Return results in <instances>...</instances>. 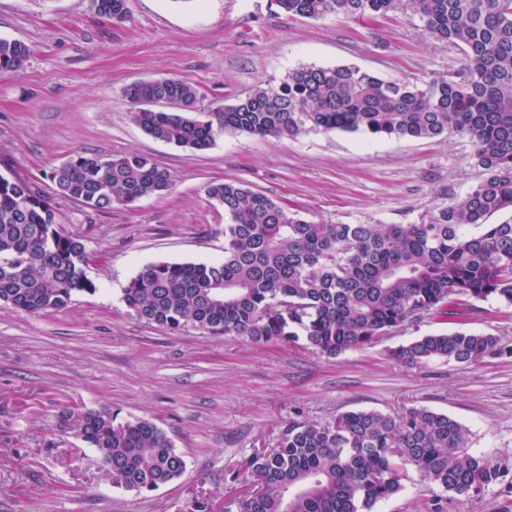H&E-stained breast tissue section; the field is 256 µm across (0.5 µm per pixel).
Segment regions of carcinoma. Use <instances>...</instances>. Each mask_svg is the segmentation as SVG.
Segmentation results:
<instances>
[{"label":"carcinoma","mask_w":512,"mask_h":512,"mask_svg":"<svg viewBox=\"0 0 512 512\" xmlns=\"http://www.w3.org/2000/svg\"><path fill=\"white\" fill-rule=\"evenodd\" d=\"M290 17L387 18L410 7L426 34L461 48L462 66L423 86L354 66H304L276 86L194 115L189 82L157 78L125 90L133 122L152 139L205 150L226 132L294 138L309 131L373 137L467 138L484 178L423 224H322L305 220L237 181L211 185L224 207V259L151 262L122 291L126 307L171 331L192 326L254 343H302L331 358L376 343L405 323L459 321L472 302L512 308V0H273ZM123 23L127 0H101ZM29 47L0 38V73L20 74ZM52 193L0 174V303L40 315L95 291L85 239L57 225L55 201L99 211L160 197L170 172L142 153H81L53 168ZM496 215L507 219L491 224ZM512 355L491 333L436 332L388 351L403 366L468 365ZM78 435L128 491L152 492L179 478L183 456L154 422H116L112 412L65 407ZM460 497L497 484L508 467L467 448L457 420L426 407L396 414L342 412L323 425L292 421L272 448L230 470L246 491L225 512H372L401 489L405 467Z\"/></svg>","instance_id":"carcinoma-1"}]
</instances>
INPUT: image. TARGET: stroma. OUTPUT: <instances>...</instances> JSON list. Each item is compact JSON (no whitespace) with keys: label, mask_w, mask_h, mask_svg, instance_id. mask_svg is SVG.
Returning a JSON list of instances; mask_svg holds the SVG:
<instances>
[{"label":"stroma","mask_w":512,"mask_h":512,"mask_svg":"<svg viewBox=\"0 0 512 512\" xmlns=\"http://www.w3.org/2000/svg\"><path fill=\"white\" fill-rule=\"evenodd\" d=\"M128 10L115 23L92 0H0V37L31 49L21 74H0V162L45 190L48 173L78 153H145L173 177L165 195L131 207L59 204V227L85 239L95 292L41 315L0 303V512H190L199 492L224 512L236 495L229 463L273 446L290 421L349 410L424 406L464 425L472 450L512 464V357L406 367L387 355L444 324L425 319L327 358L171 332L122 301L146 263L222 259L230 218L209 197L212 183L238 181L315 222L420 224L481 177L459 136L227 133L204 151L181 148L131 121L127 85L182 79L198 88V111L212 112L302 66L354 65L420 84L457 69L461 49L425 35L410 9L365 24L291 17L271 0H128ZM460 328L512 343V318L492 300L476 302ZM67 405L153 421L184 457L182 476L152 492L113 487L94 449L60 428ZM401 484L372 512H419L437 492L410 466ZM448 512H512V481L449 497Z\"/></svg>","instance_id":"35a3bbf8"}]
</instances>
